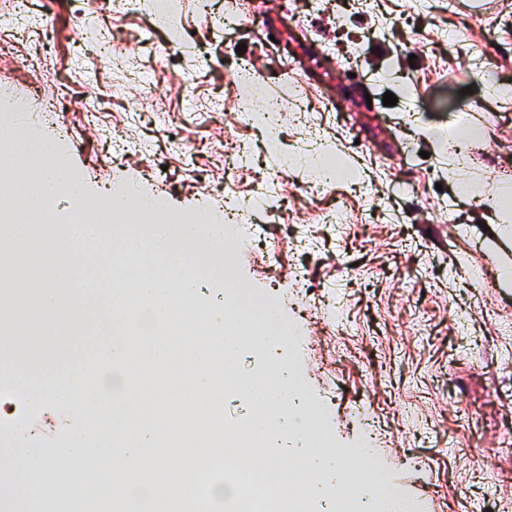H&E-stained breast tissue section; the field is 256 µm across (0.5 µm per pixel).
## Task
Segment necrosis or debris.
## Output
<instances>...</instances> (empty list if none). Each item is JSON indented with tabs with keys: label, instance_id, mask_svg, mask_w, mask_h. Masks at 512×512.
I'll return each instance as SVG.
<instances>
[{
	"label": "necrosis or debris",
	"instance_id": "1",
	"mask_svg": "<svg viewBox=\"0 0 512 512\" xmlns=\"http://www.w3.org/2000/svg\"><path fill=\"white\" fill-rule=\"evenodd\" d=\"M25 107L21 98L0 96V338L7 355L29 365L50 358L53 346L36 347V337L72 335L76 323L97 333L106 309L112 325L99 335L100 362H110L108 346L119 336L143 391L187 386L194 372L210 382L207 412H195L189 394L166 418L143 408L113 430L117 448L155 437L154 448L113 475V488L168 486L171 500L149 503L148 512H191L216 486L225 490V512H422L386 467L373 465L371 446L338 445L325 404L289 408L307 388L303 376H290L289 357L308 349L309 339L274 296L249 300L236 287L245 220L205 209L176 215L161 193L135 195L119 180L107 188L111 208H100L81 194L80 172L19 121ZM217 224L223 234L214 232ZM61 268L72 286L48 317L41 296ZM242 390L253 396L248 412L226 420L225 397ZM283 428L300 435L302 458L258 468L274 454L270 434ZM162 455L177 456L179 467L153 468ZM320 456L336 461L340 491L329 500L318 494L326 477L312 460ZM109 466L106 458L68 463L49 476L41 498L20 495L17 508L104 512L101 475Z\"/></svg>",
	"mask_w": 512,
	"mask_h": 512
}]
</instances>
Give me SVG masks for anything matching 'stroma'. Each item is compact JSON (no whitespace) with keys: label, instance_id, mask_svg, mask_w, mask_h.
Wrapping results in <instances>:
<instances>
[{"label":"stroma","instance_id":"obj_1","mask_svg":"<svg viewBox=\"0 0 512 512\" xmlns=\"http://www.w3.org/2000/svg\"><path fill=\"white\" fill-rule=\"evenodd\" d=\"M27 34L0 24V92L67 98L56 126L32 98L22 122L68 154L95 194L113 179L136 193L166 185L170 210L274 208L277 264L257 274L242 254L240 277L278 282L289 316H303L319 343L302 362L310 393L332 400L339 441L362 433L347 413L365 409L381 428L377 460L426 512H512V0H29ZM233 5L239 26L220 24ZM109 27L132 47L97 73L84 72L80 43ZM152 44L137 47L145 28ZM274 43H267V36ZM250 67L283 114L276 130L249 118L234 71ZM398 102L388 107L385 93ZM105 106L98 127L84 99ZM480 130L460 177L448 172V140ZM281 151L266 153L268 137ZM252 152L225 170L209 157L189 170L175 141ZM356 181L311 184L315 147ZM274 181L269 200L253 181ZM343 205L346 223L324 217ZM131 380L97 368L86 397L111 410ZM0 431L39 436L71 455L76 409L5 395ZM422 469H414V460Z\"/></svg>","mask_w":512,"mask_h":512}]
</instances>
